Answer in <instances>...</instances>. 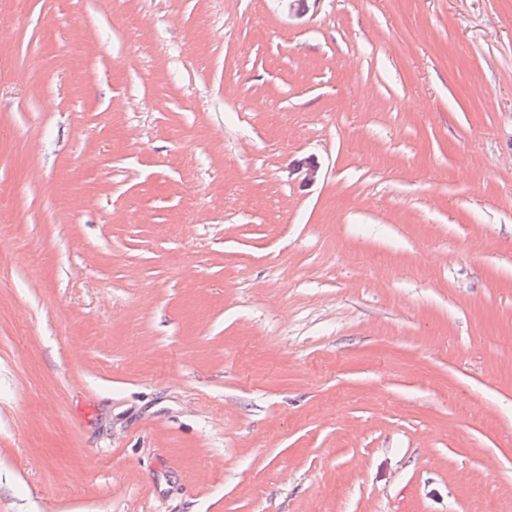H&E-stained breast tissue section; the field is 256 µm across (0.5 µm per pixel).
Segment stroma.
<instances>
[{
	"label": "stroma",
	"instance_id": "stroma-1",
	"mask_svg": "<svg viewBox=\"0 0 512 512\" xmlns=\"http://www.w3.org/2000/svg\"><path fill=\"white\" fill-rule=\"evenodd\" d=\"M0 512H512V0H0Z\"/></svg>",
	"mask_w": 512,
	"mask_h": 512
}]
</instances>
